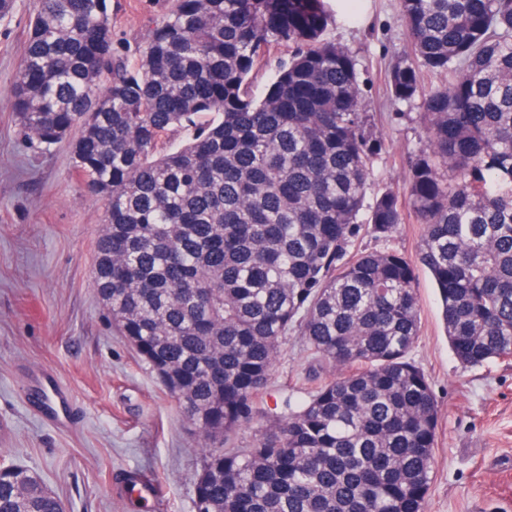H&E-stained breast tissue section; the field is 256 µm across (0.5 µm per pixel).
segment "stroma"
Masks as SVG:
<instances>
[{
    "instance_id": "1",
    "label": "stroma",
    "mask_w": 512,
    "mask_h": 512,
    "mask_svg": "<svg viewBox=\"0 0 512 512\" xmlns=\"http://www.w3.org/2000/svg\"><path fill=\"white\" fill-rule=\"evenodd\" d=\"M172 0H112L116 47L135 50L150 18ZM28 0L0 23V456L36 472L66 512H192L200 440L155 373L121 336L95 294V241L101 201L88 195L68 143L43 150L21 134L9 89L28 34ZM398 0H359L356 20L337 17L328 39L361 65L371 130L386 143L367 191L399 188L404 157L421 135L418 109L385 93L389 64L406 47ZM423 226L414 216L389 237L365 233L357 250L392 249L416 258ZM419 336L409 357L438 404L434 473L425 512H512V357L461 365L448 346L438 297L419 269ZM47 369L71 396L65 432L41 421L22 392L31 371ZM307 343L290 334L258 396L261 419L308 400L327 378ZM163 493L128 492L130 473Z\"/></svg>"
}]
</instances>
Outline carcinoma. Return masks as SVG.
<instances>
[{
    "label": "carcinoma",
    "instance_id": "cac0c4a2",
    "mask_svg": "<svg viewBox=\"0 0 512 512\" xmlns=\"http://www.w3.org/2000/svg\"><path fill=\"white\" fill-rule=\"evenodd\" d=\"M399 21L387 91L417 103L421 142L403 187L367 205L385 143L323 0H175L132 58L112 0H32L12 111L43 148L69 142L104 204L95 292L202 438L193 512H425L438 407L408 359L419 264L457 360L512 357V0H399ZM272 45L288 59L258 97ZM408 213L418 262L351 252ZM291 332L330 375L240 448ZM0 512L61 501L1 458Z\"/></svg>",
    "mask_w": 512,
    "mask_h": 512
}]
</instances>
